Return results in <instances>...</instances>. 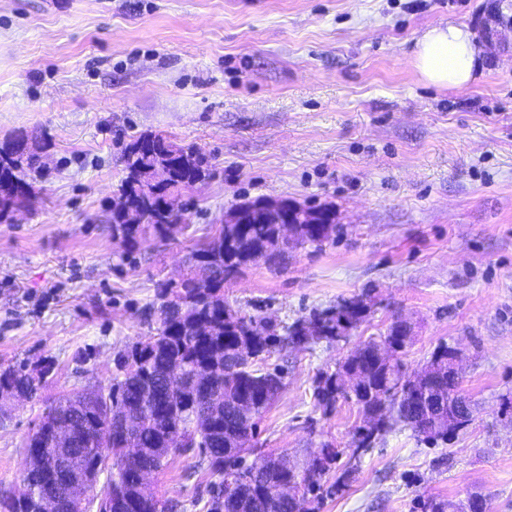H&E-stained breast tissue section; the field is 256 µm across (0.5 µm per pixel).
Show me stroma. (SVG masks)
<instances>
[{
  "label": "stroma",
  "mask_w": 512,
  "mask_h": 512,
  "mask_svg": "<svg viewBox=\"0 0 512 512\" xmlns=\"http://www.w3.org/2000/svg\"><path fill=\"white\" fill-rule=\"evenodd\" d=\"M488 0H0V141L46 134L50 170L32 213L0 224V366L50 358L47 396L107 385L117 351L158 326L159 283L179 287L197 243L232 206L285 198L330 208L335 240L241 268L233 307L293 322L354 296L367 320L333 344L271 356L285 387L253 459L333 441L347 472L320 512H421L478 493L512 512V9L489 36ZM469 26L482 73L463 90L414 64L427 29ZM195 145L212 176L184 195L180 231L112 238L125 146ZM406 321L405 356L463 353L475 412L448 442L397 426L352 455L357 407H315L314 378ZM42 407L0 422V496L21 483ZM198 452L174 453L151 486L175 512H206Z\"/></svg>",
  "instance_id": "obj_1"
}]
</instances>
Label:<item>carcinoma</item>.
<instances>
[{
	"instance_id": "cac0c4a2",
	"label": "carcinoma",
	"mask_w": 512,
	"mask_h": 512,
	"mask_svg": "<svg viewBox=\"0 0 512 512\" xmlns=\"http://www.w3.org/2000/svg\"><path fill=\"white\" fill-rule=\"evenodd\" d=\"M39 150L18 155L14 137L0 143V217L27 208L35 198L29 173H39ZM125 176L118 192L130 209L148 206L160 210L164 198L180 194L209 177V162L193 146L174 144L158 135H144L125 148L121 157ZM182 214L171 213L166 224H149L156 234L171 237L180 228ZM112 237L119 238L125 251L136 247L142 224L124 223L123 213H112ZM336 223L296 224L294 235L302 243L321 245L336 238ZM294 244L282 238L276 224H220L213 236L200 242L193 253L194 269L174 293L160 288L159 326L119 351L113 359L111 383L94 390H79L44 404L39 426L56 424L72 427L85 436L81 445L56 451L39 432L28 435L25 455L36 459L37 468L28 471L23 482L41 484L45 472L64 459L69 470L79 473L105 462L99 474L104 481L99 491L87 499L85 512L96 507L102 496L135 497L129 512H172V505L156 495L141 498L134 478L138 468L160 469L173 452L168 438L182 433V451L198 449L207 462L209 484L207 512H315L323 500L340 491L344 477L327 483L338 451L324 442L321 461L297 457L301 471L303 500L307 508L293 500H281L273 493L277 483L288 479L280 469L278 456L247 462L260 418L284 386L281 370L266 367L278 349L311 347L336 341V325L344 322L350 332L369 315L370 305L356 297L333 309L315 310L292 324L277 322L264 326V334L254 333L262 315L246 313L224 301V281L259 255L277 263ZM403 322L396 320L386 334L370 338L336 364V370L320 371L313 382L315 405L333 410L339 401L355 404L369 421L357 428L352 455L367 452L389 427L402 423L426 440L448 438V404L464 396L459 378H448V358L454 348L441 343L427 366L440 378L437 388L429 380H417L402 359L389 365L379 356L384 344H396L404 353L411 341L409 329L395 332ZM0 366V393H10L27 402L38 400L52 376V362ZM356 370L364 375L362 390L353 396L336 387V372ZM137 439L141 456L131 461L124 451L126 437ZM421 512H487L485 499L475 495L468 503L429 498Z\"/></svg>"
}]
</instances>
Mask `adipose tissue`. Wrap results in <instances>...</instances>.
<instances>
[{
	"mask_svg": "<svg viewBox=\"0 0 512 512\" xmlns=\"http://www.w3.org/2000/svg\"><path fill=\"white\" fill-rule=\"evenodd\" d=\"M484 62L483 49L472 30L462 24L432 27L416 43L415 67L428 84L464 88Z\"/></svg>",
	"mask_w": 512,
	"mask_h": 512,
	"instance_id": "ef3b65f1",
	"label": "adipose tissue"
}]
</instances>
